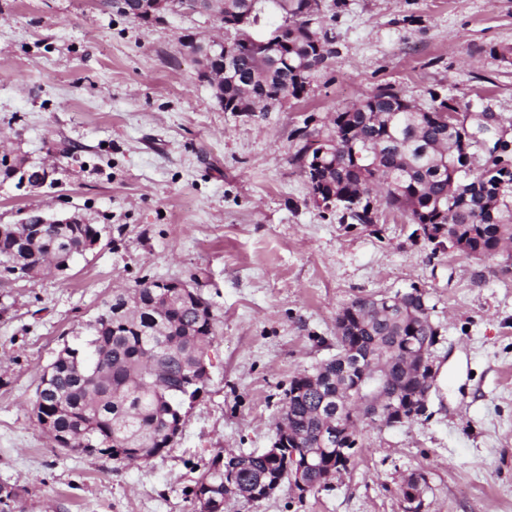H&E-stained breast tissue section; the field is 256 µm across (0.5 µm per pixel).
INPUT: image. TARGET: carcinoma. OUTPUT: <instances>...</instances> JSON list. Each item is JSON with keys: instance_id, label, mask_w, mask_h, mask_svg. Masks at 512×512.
<instances>
[{"instance_id": "obj_1", "label": "carcinoma", "mask_w": 512, "mask_h": 512, "mask_svg": "<svg viewBox=\"0 0 512 512\" xmlns=\"http://www.w3.org/2000/svg\"><path fill=\"white\" fill-rule=\"evenodd\" d=\"M311 0H229L224 24L235 36L224 48L226 112L266 111L264 102L300 99L315 74L328 67L336 49L327 34L311 26ZM260 33L272 48L255 47ZM454 109L450 99L430 94L418 104L393 86L379 87L361 101L336 112L333 127L343 145L334 155L318 156L316 138H305L292 157L301 170L311 169L310 195L327 199L355 224H374L379 209L405 215L412 224H429L425 238L474 259H493L512 244V169L499 156L474 165L462 158L459 143L469 140L431 118ZM102 234L96 224H5L0 231V270L30 277L60 271L88 251ZM176 280L143 278L132 288L112 295L95 319L92 338L78 347L66 346L41 375L33 412L37 422H50L57 447L97 453L123 462L147 461L174 442L179 421L186 416L206 383L198 358L216 336V319L197 289L174 287ZM430 307L406 292L400 306H365L354 298L336 317V355L313 370L315 385L282 400L280 420L289 431L287 442L299 452L317 450L320 464H340L336 447L354 457L358 438L325 442L323 400L336 397L355 383L338 355L343 338L375 346L391 361L392 373L405 379L404 389L417 393L418 383L401 367L405 344L411 341L433 352L438 326L429 320ZM279 454H247L216 460L191 490L200 512H219L233 490L262 488L288 481Z\"/></svg>"}]
</instances>
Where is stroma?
I'll use <instances>...</instances> for the list:
<instances>
[{"label":"stroma","mask_w":512,"mask_h":512,"mask_svg":"<svg viewBox=\"0 0 512 512\" xmlns=\"http://www.w3.org/2000/svg\"><path fill=\"white\" fill-rule=\"evenodd\" d=\"M337 54L307 96L261 114L224 111L184 46L215 18L145 24L112 0H0V149L53 164L55 185L0 183V224L82 216L100 244L66 273L0 275V485L12 512H198L188 490L217 456L270 448L291 380L336 352L353 298L425 291L439 327L425 416L360 426L348 472L298 498L289 485L224 512H512V271L429 243L380 211L349 224L309 200L298 132L391 85L491 119L512 146V0H323ZM195 281L217 320L210 379L181 435L146 463L56 447L32 412L46 366L83 344L114 291L140 277Z\"/></svg>","instance_id":"stroma-1"}]
</instances>
